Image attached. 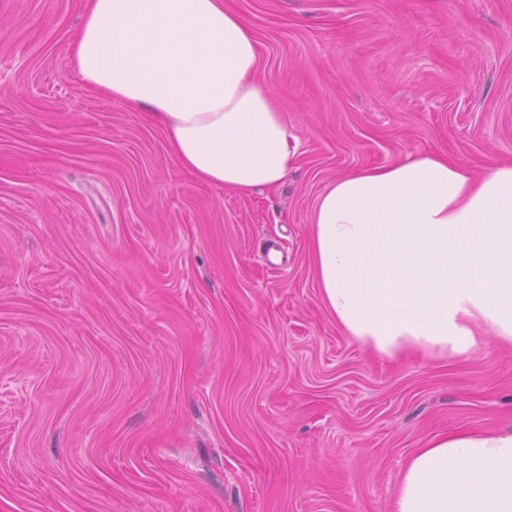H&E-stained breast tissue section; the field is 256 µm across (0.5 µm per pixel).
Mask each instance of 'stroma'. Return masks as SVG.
<instances>
[{
  "label": "stroma",
  "mask_w": 512,
  "mask_h": 512,
  "mask_svg": "<svg viewBox=\"0 0 512 512\" xmlns=\"http://www.w3.org/2000/svg\"><path fill=\"white\" fill-rule=\"evenodd\" d=\"M227 4L302 140L248 196L82 82L83 0H0V512H393L429 436L512 429V348L378 358L309 224L410 151L512 164V0Z\"/></svg>",
  "instance_id": "1"
}]
</instances>
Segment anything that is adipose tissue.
<instances>
[{"label": "adipose tissue", "mask_w": 512, "mask_h": 512, "mask_svg": "<svg viewBox=\"0 0 512 512\" xmlns=\"http://www.w3.org/2000/svg\"><path fill=\"white\" fill-rule=\"evenodd\" d=\"M83 83L146 111L180 167L241 195L278 186L301 138L224 0H88L69 47ZM320 294L378 357H464L478 328L512 345V164L480 178L431 151L331 182L310 214ZM394 512H512V431L431 435Z\"/></svg>", "instance_id": "obj_1"}]
</instances>
